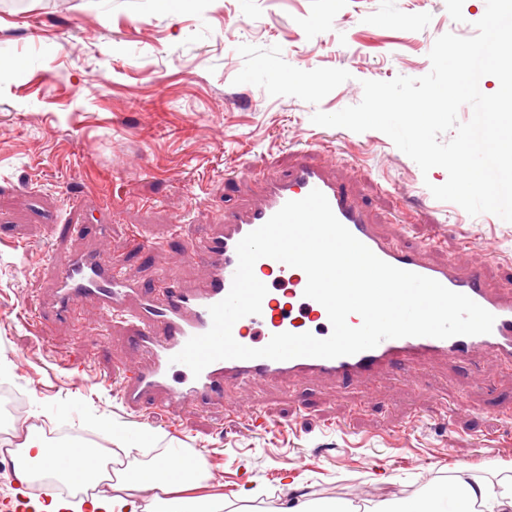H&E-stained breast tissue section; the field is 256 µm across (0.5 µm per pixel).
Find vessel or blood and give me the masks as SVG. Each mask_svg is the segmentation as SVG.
Returning <instances> with one entry per match:
<instances>
[{"mask_svg":"<svg viewBox=\"0 0 512 512\" xmlns=\"http://www.w3.org/2000/svg\"><path fill=\"white\" fill-rule=\"evenodd\" d=\"M298 154V160L286 172L257 179L259 204L242 212L225 208L219 214L221 232L198 234L179 251L182 262L201 260L207 264L208 274L197 286H187L164 268L152 282L137 280L125 274L122 257L105 248L50 256L54 294L42 307L43 315L55 321L76 320L82 302L91 298L105 318L135 325L134 344L142 360L119 376L120 397L128 409L138 411L155 402L162 403L170 413L184 406L204 409L215 399L227 396L231 388L268 381L305 386L331 380L341 386L397 371L408 380L422 362L444 360L470 365L479 354L491 356L512 370V289L492 285L481 267L434 259L437 242L405 245L381 233L377 225L369 223L363 206L347 185L331 177L334 152L324 151L316 164L309 159L308 147L299 148ZM314 189L326 196L338 220L380 259L432 278L492 313L495 322L491 333L447 339H386L372 349L334 359L220 360L197 377L187 366L174 362V355L190 337L210 329L209 308L223 300L231 288L240 240L262 226L287 201L302 199ZM254 274L266 285L267 293L260 314L243 317L234 324L232 334L238 343L254 348L259 340L267 341L283 332H311L316 338H327L331 326L327 311L319 302L305 297L304 271L265 257L256 262ZM56 494L53 485L45 486L36 498L19 492L0 500V512H34L33 500L48 502Z\"/></svg>","mask_w":512,"mask_h":512,"instance_id":"obj_1","label":"vessel or blood"}]
</instances>
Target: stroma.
Returning a JSON list of instances; mask_svg holds the SVG:
<instances>
[{
  "mask_svg": "<svg viewBox=\"0 0 512 512\" xmlns=\"http://www.w3.org/2000/svg\"><path fill=\"white\" fill-rule=\"evenodd\" d=\"M484 13L485 0H0V358L30 424L56 440L101 416L146 462L202 449L230 512L302 499L364 510L461 476L512 481V374L490 358L434 363L407 384L263 385L174 417L123 406L112 373L132 357L130 330L99 334L94 303L45 337L22 312L51 287L50 252L99 247L100 224L139 280L165 265L198 282L204 265L175 258L176 225L213 223L225 193L248 199L244 176L288 168L307 141L335 152V175L384 232L439 237L440 257L512 283V223L436 200L446 171L422 173L384 133L311 121L358 104L363 81L427 74L436 38L475 35ZM70 218L86 231L54 234ZM247 403L267 431L248 426Z\"/></svg>",
  "mask_w": 512,
  "mask_h": 512,
  "instance_id": "1",
  "label": "stroma"
}]
</instances>
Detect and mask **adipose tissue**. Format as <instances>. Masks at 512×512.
I'll list each match as a JSON object with an SVG mask.
<instances>
[{
	"mask_svg": "<svg viewBox=\"0 0 512 512\" xmlns=\"http://www.w3.org/2000/svg\"><path fill=\"white\" fill-rule=\"evenodd\" d=\"M4 443L21 484L50 478L73 487L101 481L109 486L108 493L74 505L53 499L38 505L37 512H69L73 507L78 512H224L223 496L205 493L206 481L195 466L171 470L158 459L146 464L133 458L113 471L111 456L96 452L86 465L60 471L52 463V445L39 428L22 433L7 429ZM149 489L154 495L147 500L143 494ZM371 512H512V485L474 484L461 477L448 488L419 497L380 501Z\"/></svg>",
	"mask_w": 512,
	"mask_h": 512,
	"instance_id": "obj_1",
	"label": "adipose tissue"
}]
</instances>
